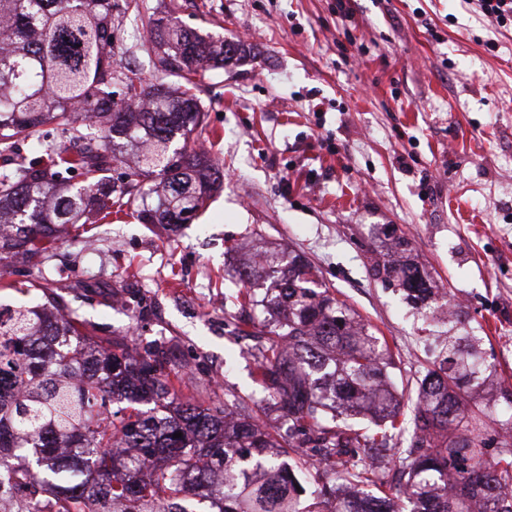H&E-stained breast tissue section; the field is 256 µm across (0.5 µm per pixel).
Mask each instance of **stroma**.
Instances as JSON below:
<instances>
[{
    "instance_id": "stroma-1",
    "label": "stroma",
    "mask_w": 512,
    "mask_h": 512,
    "mask_svg": "<svg viewBox=\"0 0 512 512\" xmlns=\"http://www.w3.org/2000/svg\"><path fill=\"white\" fill-rule=\"evenodd\" d=\"M140 2L251 54L198 79L205 119L189 145L224 179L195 218L174 233L125 215L91 224L49 260L96 339L163 352L179 400L263 401L259 339L210 302L240 288L244 254L296 252L386 338L412 398L449 325L374 275L387 224L512 388V29L468 0ZM147 40L131 14L112 29L117 65L151 82Z\"/></svg>"
}]
</instances>
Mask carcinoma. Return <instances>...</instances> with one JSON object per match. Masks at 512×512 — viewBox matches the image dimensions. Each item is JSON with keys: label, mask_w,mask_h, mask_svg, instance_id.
<instances>
[{"label": "carcinoma", "mask_w": 512, "mask_h": 512, "mask_svg": "<svg viewBox=\"0 0 512 512\" xmlns=\"http://www.w3.org/2000/svg\"><path fill=\"white\" fill-rule=\"evenodd\" d=\"M114 21L112 0H0V156L11 161L0 171V261L43 265L61 227L123 212L131 191L105 176L119 158L118 138L143 142L137 174L160 178L156 207L135 211L142 224L187 222L204 188L221 180L210 159L188 148L204 113L189 90L175 95L162 80L176 75L190 85L199 70L244 58L245 46L152 13L158 77L137 83L114 69ZM117 83L124 92L115 101ZM89 114L100 119L98 136ZM46 124L68 145L53 143ZM24 144L56 158L28 159ZM77 174L85 185L73 189ZM406 246L393 241L376 273L419 310L430 306L433 286L418 264L393 258ZM262 257L238 272L247 289L231 319L233 331L267 337L254 378L277 412L272 424L259 422L246 394L172 405L166 361L131 358L126 336L90 345L87 322L46 274L29 282L42 303L0 313V499L15 494L14 512H190L179 504L189 475L215 512H512V443L494 457L487 450L496 400L479 338L448 337L407 408L385 337L332 296L302 256ZM285 261L288 274L257 295L256 282ZM258 306L267 317L243 315ZM75 373L77 384L60 383ZM124 400L152 408L133 417L112 408ZM117 438L136 449L137 463L163 460L150 482L117 474ZM391 464L396 496L370 493L386 486ZM212 471L224 481L211 483ZM304 483L316 486L307 506Z\"/></svg>", "instance_id": "carcinoma-1"}]
</instances>
